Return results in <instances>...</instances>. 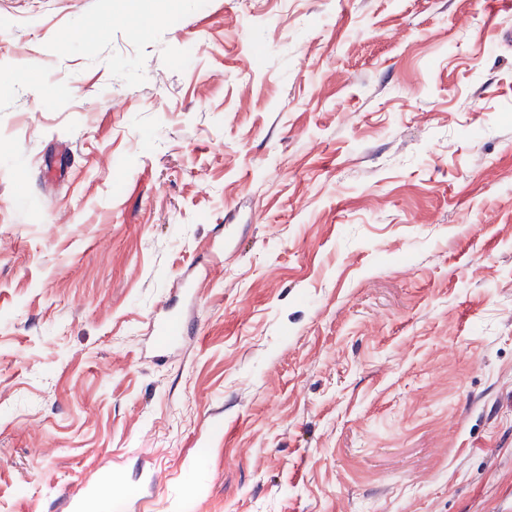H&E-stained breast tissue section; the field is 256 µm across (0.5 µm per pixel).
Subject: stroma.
<instances>
[{
	"mask_svg": "<svg viewBox=\"0 0 512 512\" xmlns=\"http://www.w3.org/2000/svg\"><path fill=\"white\" fill-rule=\"evenodd\" d=\"M143 465L148 512H512V8L0 0V512Z\"/></svg>",
	"mask_w": 512,
	"mask_h": 512,
	"instance_id": "stroma-1",
	"label": "stroma"
}]
</instances>
